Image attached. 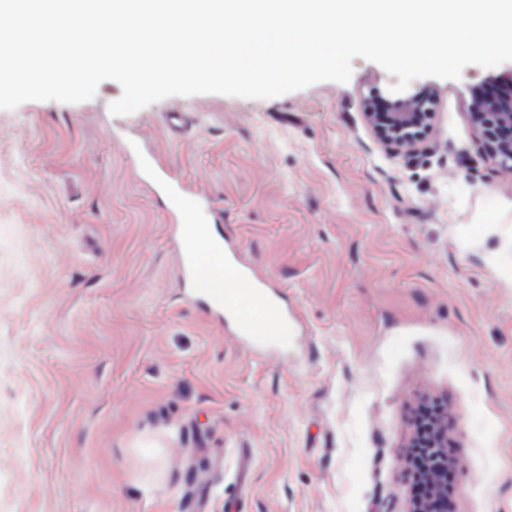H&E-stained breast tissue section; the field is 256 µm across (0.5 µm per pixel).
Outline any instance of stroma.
Listing matches in <instances>:
<instances>
[{"instance_id": "obj_1", "label": "stroma", "mask_w": 512, "mask_h": 512, "mask_svg": "<svg viewBox=\"0 0 512 512\" xmlns=\"http://www.w3.org/2000/svg\"><path fill=\"white\" fill-rule=\"evenodd\" d=\"M433 77L416 151L363 114L398 79L273 99L122 90L0 110V512H411L407 409L444 400L452 512H512V174L470 90ZM193 121L174 139L170 109ZM152 159L224 216L215 237L291 314L265 353L188 301Z\"/></svg>"}]
</instances>
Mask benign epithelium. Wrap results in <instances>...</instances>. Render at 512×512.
<instances>
[{
	"label": "benign epithelium",
	"instance_id": "benign-epithelium-1",
	"mask_svg": "<svg viewBox=\"0 0 512 512\" xmlns=\"http://www.w3.org/2000/svg\"><path fill=\"white\" fill-rule=\"evenodd\" d=\"M433 90L422 88L418 94L396 98L393 111L387 113L383 123H378L376 113H364L366 125L383 145L397 150H411L420 143L432 127L435 113L431 112ZM469 119L475 137L488 143L498 165L512 172V140L506 144L495 143L492 130L498 125L512 126V94L489 106L480 97L471 96ZM448 424L441 420L435 427V437L429 444V479L434 487L433 496L417 512H448V493L435 478L441 463L448 461Z\"/></svg>",
	"mask_w": 512,
	"mask_h": 512
}]
</instances>
